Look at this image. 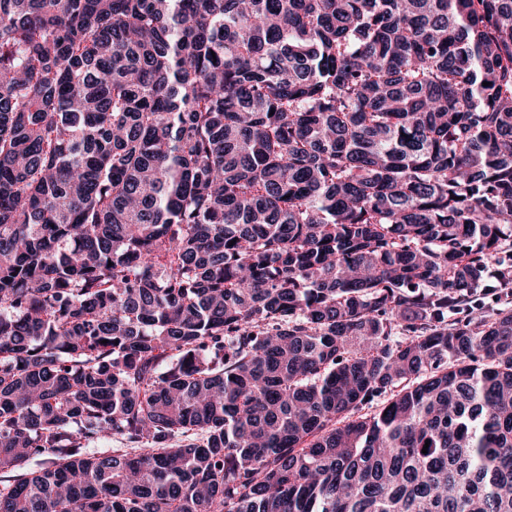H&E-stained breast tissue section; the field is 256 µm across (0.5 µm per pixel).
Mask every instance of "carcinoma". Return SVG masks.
Returning <instances> with one entry per match:
<instances>
[{
	"label": "carcinoma",
	"instance_id": "1",
	"mask_svg": "<svg viewBox=\"0 0 512 512\" xmlns=\"http://www.w3.org/2000/svg\"><path fill=\"white\" fill-rule=\"evenodd\" d=\"M508 245L512 0H0V512H512Z\"/></svg>",
	"mask_w": 512,
	"mask_h": 512
}]
</instances>
